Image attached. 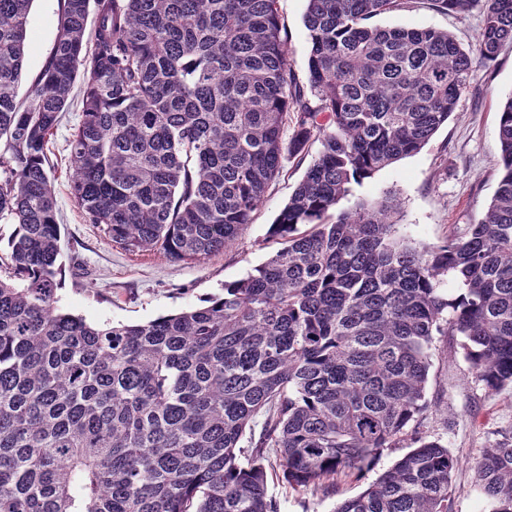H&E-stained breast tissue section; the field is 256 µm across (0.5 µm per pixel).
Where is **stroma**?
I'll return each instance as SVG.
<instances>
[{
  "mask_svg": "<svg viewBox=\"0 0 512 512\" xmlns=\"http://www.w3.org/2000/svg\"><path fill=\"white\" fill-rule=\"evenodd\" d=\"M306 0H280L281 21L288 31V58L299 85L308 83L310 44L304 25ZM58 0H33L28 17L24 72L18 88L26 98L32 78L49 56L56 37ZM481 7L456 16L427 8L388 13L375 18L381 27H433L450 32L465 46L475 43ZM512 94V45H504L495 61L477 62L469 89L456 114L418 153L376 172L339 200L338 209L389 196L398 203L395 215L400 238L419 246L442 241L466 225L479 222L498 185L499 106ZM80 89H73L49 145L51 182L61 227L60 307L96 325L141 323L199 305L221 294L226 282L245 277L264 263L275 245L268 231L301 180L305 167L284 163L282 175L244 233L231 246L204 260L187 264L153 255H131L101 228L87 223L71 195L72 169L67 140L79 121ZM426 398L429 410L419 430L439 440L454 455L471 461L497 432L512 431V388L489 394L475 380L464 352L447 337H435ZM404 448L380 449L374 464L357 478H342L338 494L326 496L293 489L269 480L268 494L280 512H334L341 499L357 495L390 468Z\"/></svg>",
  "mask_w": 512,
  "mask_h": 512,
  "instance_id": "obj_1",
  "label": "stroma"
}]
</instances>
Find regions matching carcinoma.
Here are the masks:
<instances>
[{
    "mask_svg": "<svg viewBox=\"0 0 512 512\" xmlns=\"http://www.w3.org/2000/svg\"><path fill=\"white\" fill-rule=\"evenodd\" d=\"M479 1L468 48L441 29L372 24ZM31 2L0 0V223L14 226L0 256V512H279L271 477L334 494L421 423L437 335L462 338L488 392L512 387V95L497 190L463 233L412 246L388 198L335 211L448 123L475 60L512 43V0H307L306 90L279 0H59L21 107ZM78 81L72 198L128 253L195 263L224 250L284 161L320 142L271 224L270 258L146 323L62 311L48 151ZM413 440L334 512H453L465 461ZM473 470L489 512H512V433Z\"/></svg>",
    "mask_w": 512,
    "mask_h": 512,
    "instance_id": "cac0c4a2",
    "label": "carcinoma"
}]
</instances>
